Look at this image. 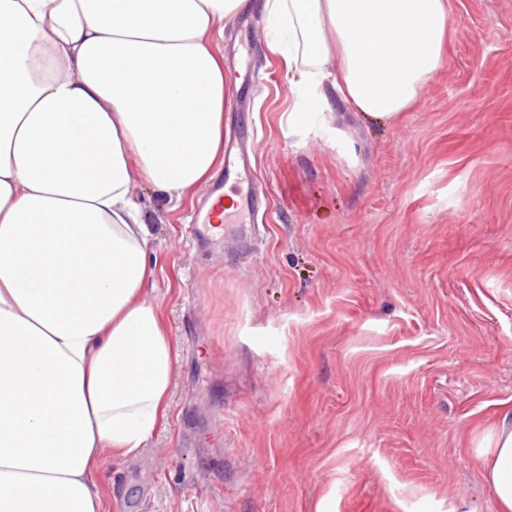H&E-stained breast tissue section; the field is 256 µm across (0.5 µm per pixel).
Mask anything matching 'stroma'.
<instances>
[{"instance_id": "stroma-1", "label": "stroma", "mask_w": 512, "mask_h": 512, "mask_svg": "<svg viewBox=\"0 0 512 512\" xmlns=\"http://www.w3.org/2000/svg\"><path fill=\"white\" fill-rule=\"evenodd\" d=\"M448 58L378 124L279 125L290 79L242 18L218 50L270 204L248 249L200 247L137 182L148 296L178 347L166 424L105 458L109 512H497L474 428L512 405V0H449Z\"/></svg>"}]
</instances>
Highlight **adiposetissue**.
<instances>
[{"label":"adipose tissue","instance_id":"obj_1","mask_svg":"<svg viewBox=\"0 0 512 512\" xmlns=\"http://www.w3.org/2000/svg\"><path fill=\"white\" fill-rule=\"evenodd\" d=\"M249 0H0V512H108L94 476L169 413L177 349L144 286L132 191L168 199L224 163L230 87L213 44ZM291 76L289 129L338 101L372 122L419 102L447 59L448 0H263ZM476 460L512 512V407Z\"/></svg>","mask_w":512,"mask_h":512}]
</instances>
